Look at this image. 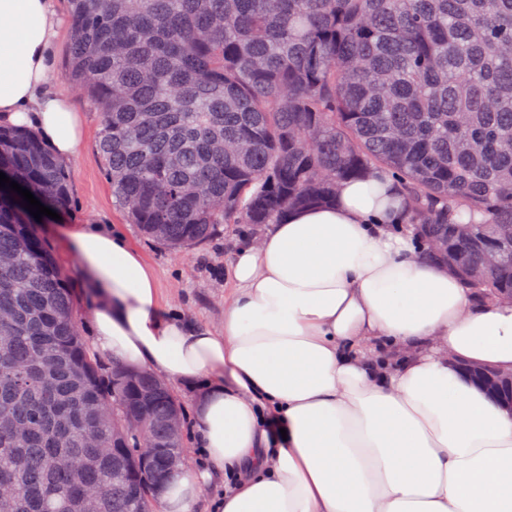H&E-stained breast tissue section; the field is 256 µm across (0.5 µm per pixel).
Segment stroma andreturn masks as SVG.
<instances>
[{"label": "stroma", "instance_id": "stroma-1", "mask_svg": "<svg viewBox=\"0 0 512 512\" xmlns=\"http://www.w3.org/2000/svg\"><path fill=\"white\" fill-rule=\"evenodd\" d=\"M61 19L57 36L58 61L50 73L46 89L67 97L84 123L85 135L74 156L67 161L71 191L67 210L60 219L43 218L42 233L53 250L58 264L66 271L74 290V305L80 333L90 354L98 355L102 367H111L107 356L99 355L90 320V299L79 279L78 265L65 248L63 230L69 224H110L116 226L127 240L139 249L154 270L161 291L162 308L170 315L212 328H220L224 318V301L229 298L232 283L227 269L232 254L239 247L260 237L263 225L228 224L218 235L204 244L173 252L144 237L138 226L129 223L113 196L96 152L102 128V114L65 77L63 62L71 42V19L67 0H54ZM172 391L185 412V446L187 467L192 471L206 468L207 461L195 441L194 413L199 391L182 384H172Z\"/></svg>", "mask_w": 512, "mask_h": 512}]
</instances>
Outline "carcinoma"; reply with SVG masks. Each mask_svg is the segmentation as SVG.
<instances>
[{
    "mask_svg": "<svg viewBox=\"0 0 512 512\" xmlns=\"http://www.w3.org/2000/svg\"><path fill=\"white\" fill-rule=\"evenodd\" d=\"M68 3L66 76L102 112L112 195L148 237L180 251L383 172L426 258L479 300L512 293V0ZM0 172L54 210L69 202L64 163L30 130L0 127ZM2 258L0 482L14 493L0 512H85L90 493L97 512H162L150 484L181 447L166 428L181 406L90 357L68 278L12 192ZM56 452L80 471L53 467ZM114 469L123 482L105 480Z\"/></svg>",
    "mask_w": 512,
    "mask_h": 512,
    "instance_id": "carcinoma-1",
    "label": "carcinoma"
}]
</instances>
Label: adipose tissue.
I'll list each match as a JSON object with an SVG mask.
<instances>
[{"instance_id":"1","label":"adipose tissue","mask_w":512,"mask_h":512,"mask_svg":"<svg viewBox=\"0 0 512 512\" xmlns=\"http://www.w3.org/2000/svg\"><path fill=\"white\" fill-rule=\"evenodd\" d=\"M57 28L52 0H0V125L33 126L64 160L84 134L44 89ZM402 218L384 175L289 212L237 251L219 331L163 314L121 234L70 226L99 349L204 385L196 440L210 466L177 477L164 512H192L227 474L236 487L214 512H512V413L464 372L512 369V303L475 300L391 232Z\"/></svg>"}]
</instances>
